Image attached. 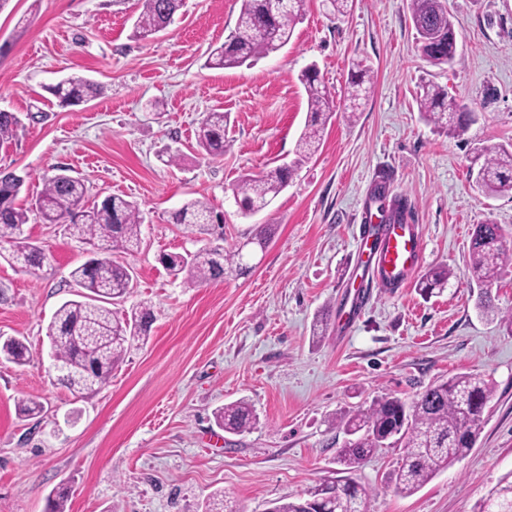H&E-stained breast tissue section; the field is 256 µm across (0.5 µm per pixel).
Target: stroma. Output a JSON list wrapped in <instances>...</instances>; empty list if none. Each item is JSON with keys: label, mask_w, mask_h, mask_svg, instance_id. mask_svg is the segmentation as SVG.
I'll return each instance as SVG.
<instances>
[{"label": "stroma", "mask_w": 512, "mask_h": 512, "mask_svg": "<svg viewBox=\"0 0 512 512\" xmlns=\"http://www.w3.org/2000/svg\"><path fill=\"white\" fill-rule=\"evenodd\" d=\"M447 7L457 34L449 67L422 57L410 0H353L343 16L305 0L287 46L226 69L207 57L234 30L241 0H183L174 23L146 40L132 36L139 0H10L0 11V44L11 45L0 54V110L21 120L0 166L28 173L31 197L64 167L90 200L135 201L142 234L120 257L134 275L125 304L154 312L146 343L97 395L76 400L47 372V327L74 298L70 272L88 247L32 220L24 233L49 264L27 270L0 248V334L32 352L24 366L0 359V512H45L59 488L69 512H202L219 490L233 512H266L347 477L365 489L367 512H477L512 473V332L478 314L469 257L472 227L484 220L503 227L512 250V195L486 197L471 173L475 148L512 143V0ZM356 62L370 97L354 114L346 91ZM311 65L335 95L320 147L272 204L243 215L233 186L294 157L307 113L299 78ZM72 74L100 83V95L71 105L50 93ZM427 84L469 113L464 134L422 117ZM213 110L228 124L224 155L210 160L195 133ZM381 179L388 196L411 204L421 271L449 269L442 292L356 287L363 226L382 218L372 198ZM191 199L223 214V235L173 223ZM260 224L277 230L248 274L191 288L159 261L237 248ZM459 373L490 382L492 400L474 447L419 492H395L401 446L349 472L337 463L341 417L384 396L412 402ZM24 398L43 413L20 416ZM239 399L256 422L224 432L213 412Z\"/></svg>", "instance_id": "35a3bbf8"}]
</instances>
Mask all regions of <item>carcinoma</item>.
Returning a JSON list of instances; mask_svg holds the SVG:
<instances>
[{"label": "carcinoma", "instance_id": "obj_1", "mask_svg": "<svg viewBox=\"0 0 512 512\" xmlns=\"http://www.w3.org/2000/svg\"><path fill=\"white\" fill-rule=\"evenodd\" d=\"M142 10L134 25L133 37L146 39L166 29L181 6V0H141ZM304 0H242L239 20L230 38L211 52L210 64L234 68L264 57L288 43L302 19ZM411 15L418 34L419 50L434 65L451 64L456 59V33L443 0H410ZM367 71L351 73L348 97L351 111H358L369 98L364 86ZM307 95L305 128L288 166L244 177L233 196L242 212L263 209L287 187L294 172L318 150L321 133L330 115L331 92L319 80L315 69L301 75ZM54 96L76 104L100 93V86L83 76L72 75L49 88ZM445 92L428 84L420 96L423 116L443 122L463 132L465 114L446 101ZM20 126L15 114L0 111V147L10 143ZM227 120L222 112H209L197 131V145L206 155H224ZM484 157L477 174L487 195L512 192V145L481 150ZM25 178L8 168H0V243L13 247V259L27 269L42 268L49 262L43 248L21 238L30 215L44 224H62L69 235L101 253L102 262L92 268L88 262L74 267L70 277L82 289L77 298L64 301L47 328L50 353L55 362L56 381L80 399H88L108 383L114 367L133 345L146 339L154 320L147 304H141L120 318L113 307L122 304L130 292L129 268L116 254L133 251L140 244L141 223L136 204L122 196L109 195L92 206L86 205L87 189L81 179L55 173L43 178L41 191L23 206L18 197ZM411 212L404 197L388 205L384 224H404ZM175 224H214L213 208L205 201L186 202L172 215ZM505 233L499 224L475 225L470 242L473 277L481 285L498 278L512 261V251L504 245ZM160 262L174 277L185 275V283L201 287L224 279V274H242L248 266L241 250L224 252L218 247L194 253H166ZM445 267L430 270L417 283L429 295L448 283ZM0 358L23 366L29 360L26 344L14 336H0ZM491 383L470 374H459L434 383L411 403L397 397H381L370 407L340 419L347 440L338 450L337 461L346 469L359 467L377 448L392 439L405 448L403 464L395 479L396 493L411 496L421 490L438 472L448 468L473 448L485 408L491 401ZM216 424L230 433L249 429L256 420L245 400L227 404L214 412ZM365 491L345 479L335 489V512H364ZM308 499L272 503V512H312ZM478 512H512V474L503 477L479 505Z\"/></svg>", "mask_w": 512, "mask_h": 512}]
</instances>
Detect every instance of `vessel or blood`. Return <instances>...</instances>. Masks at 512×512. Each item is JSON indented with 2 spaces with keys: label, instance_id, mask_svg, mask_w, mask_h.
I'll list each match as a JSON object with an SVG mask.
<instances>
[{
  "label": "vessel or blood",
  "instance_id": "1",
  "mask_svg": "<svg viewBox=\"0 0 512 512\" xmlns=\"http://www.w3.org/2000/svg\"><path fill=\"white\" fill-rule=\"evenodd\" d=\"M363 272L385 288H404L420 263L417 225L386 224L364 234L361 244Z\"/></svg>",
  "mask_w": 512,
  "mask_h": 512
}]
</instances>
